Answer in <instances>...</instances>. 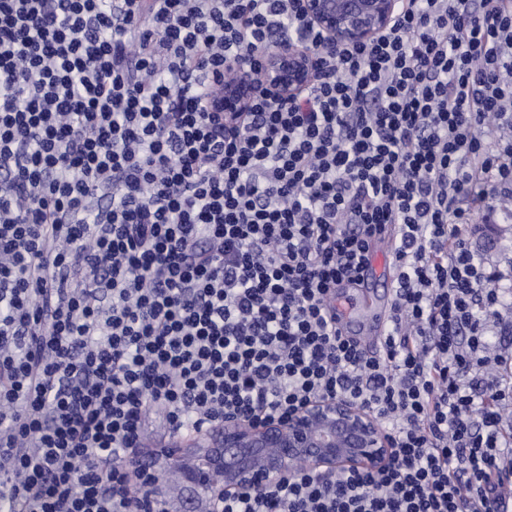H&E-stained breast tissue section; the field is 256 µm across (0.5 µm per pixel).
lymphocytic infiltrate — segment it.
<instances>
[{
  "instance_id": "f902f5d3",
  "label": "lymphocytic infiltrate",
  "mask_w": 512,
  "mask_h": 512,
  "mask_svg": "<svg viewBox=\"0 0 512 512\" xmlns=\"http://www.w3.org/2000/svg\"><path fill=\"white\" fill-rule=\"evenodd\" d=\"M294 39L318 71L225 124L205 102ZM512 0H404L328 51L301 0H0V512H155L169 432L367 409L378 467L222 512H512V335L468 237L512 196ZM391 329L336 330L388 225Z\"/></svg>"
}]
</instances>
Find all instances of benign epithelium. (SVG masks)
<instances>
[{
	"mask_svg": "<svg viewBox=\"0 0 512 512\" xmlns=\"http://www.w3.org/2000/svg\"><path fill=\"white\" fill-rule=\"evenodd\" d=\"M307 18L330 50L368 44L390 29L398 0H303ZM316 57L290 41L264 52L254 69L224 84L207 101L210 112L228 118L245 111L258 91L291 99L313 80ZM388 441L366 411L342 399L309 402L286 418L250 423L227 416L224 423L184 447L167 445L131 457L128 465L161 506L168 498V471L179 470L180 485L198 512H221L222 501L245 489H259L292 477L305 465L322 474L385 461Z\"/></svg>",
	"mask_w": 512,
	"mask_h": 512,
	"instance_id": "1",
	"label": "benign epithelium"
}]
</instances>
